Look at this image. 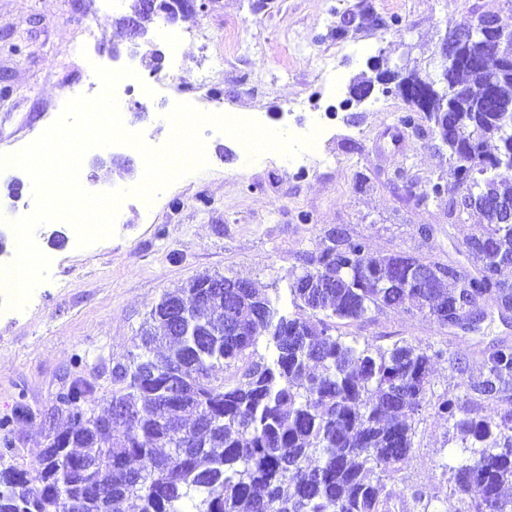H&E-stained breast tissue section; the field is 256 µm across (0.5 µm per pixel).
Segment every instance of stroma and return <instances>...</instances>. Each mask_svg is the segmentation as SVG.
Segmentation results:
<instances>
[{"label": "stroma", "instance_id": "obj_1", "mask_svg": "<svg viewBox=\"0 0 512 512\" xmlns=\"http://www.w3.org/2000/svg\"><path fill=\"white\" fill-rule=\"evenodd\" d=\"M128 5L0 0V155L16 152L55 121L69 85L94 56L105 68L132 63L149 77L155 71L145 59L162 50L158 72L172 75L182 90L197 88L211 73L210 97L198 109L256 113L265 127L290 132L309 114L288 111V104L324 93L318 78L327 51L336 54V94L345 98L371 57L394 63L408 48L416 59L429 58L446 27L469 26L475 13H497L512 29V9L503 0H207L205 11L174 24L181 34L175 44L143 42L138 59L116 63L109 51L129 45L117 24ZM376 16L388 26L374 27ZM86 24L96 41L80 53ZM136 100L143 116L134 127L149 144H164L170 95L150 88ZM405 110L400 98L378 92L353 104L329 122L319 143L327 164L303 171L276 152L249 160L236 139L216 131L204 140L206 167L160 192L151 214L127 197L114 236L80 248L68 225H41L49 278L23 309L0 313V418L14 420L11 464L36 473L45 433L63 423L59 392L80 377L98 394H111L112 361L138 353L151 307L197 277L248 279L290 302L289 271L310 265L325 232L338 225L374 256L407 253L468 265L463 242L478 219L449 224L448 201L461 193L451 182L443 199L420 202L428 181L447 171L448 155L429 133L400 127ZM100 154L107 164L95 171L81 166V185L92 193L132 188L118 164L130 159L143 170L140 153L114 145ZM54 232L64 237L57 247ZM482 309L486 318L472 333L440 326L424 312L391 308L336 327L350 343L387 349L405 342L435 354L425 402L412 422V455L385 479L390 512H416L418 490L430 497L433 512H466L452 491L451 470L469 454L438 405L466 397V382L485 372L497 344L512 343V326L501 324L493 302Z\"/></svg>", "mask_w": 512, "mask_h": 512}]
</instances>
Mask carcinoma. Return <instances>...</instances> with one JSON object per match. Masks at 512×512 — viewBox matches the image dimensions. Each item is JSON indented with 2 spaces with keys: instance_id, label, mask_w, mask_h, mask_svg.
I'll list each match as a JSON object with an SVG mask.
<instances>
[{
  "instance_id": "obj_1",
  "label": "carcinoma",
  "mask_w": 512,
  "mask_h": 512,
  "mask_svg": "<svg viewBox=\"0 0 512 512\" xmlns=\"http://www.w3.org/2000/svg\"><path fill=\"white\" fill-rule=\"evenodd\" d=\"M512 60V36L493 45L487 62L460 66L453 96L431 97L399 117L448 153V176L463 189L448 220L471 213L481 228L466 239L473 269L395 253L375 257L345 228H332L314 266L288 273L294 306L255 286L224 278L212 297L197 278L164 294L142 326V352L112 360V395L75 379L59 392L67 426L48 437L33 477L0 468V512H388L390 493L375 470L408 461L410 420L422 406L432 355L411 344L387 350L346 345L331 319L359 321L371 308L428 310L444 327L480 313L492 300L512 309V222L494 202L512 200V68L490 88L489 65ZM468 153L479 162L461 163ZM436 269L435 285L405 288L411 265ZM174 309L180 322L163 312ZM262 324L257 336L226 329V313ZM323 317H317V314ZM268 355L257 354L260 339ZM229 377H224V371ZM468 389L486 400H512V345L487 360ZM123 409L118 426L102 424L98 402ZM475 459L453 473L467 512H512V409L472 413L458 397L438 405ZM12 422L0 419V459L12 452Z\"/></svg>"
}]
</instances>
